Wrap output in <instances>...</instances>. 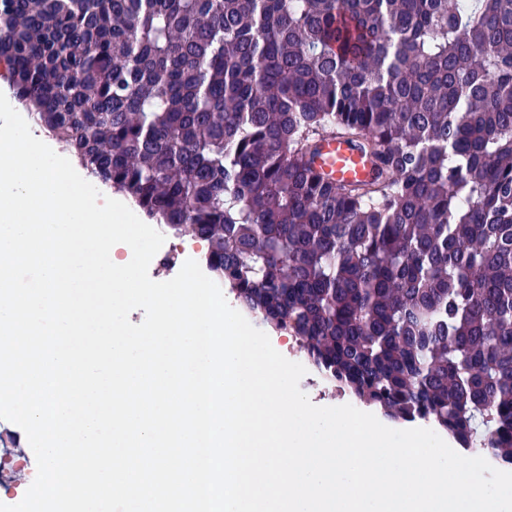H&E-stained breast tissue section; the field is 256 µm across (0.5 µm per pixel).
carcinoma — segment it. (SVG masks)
<instances>
[{"label":"carcinoma","mask_w":512,"mask_h":512,"mask_svg":"<svg viewBox=\"0 0 512 512\" xmlns=\"http://www.w3.org/2000/svg\"><path fill=\"white\" fill-rule=\"evenodd\" d=\"M1 64L318 373L512 465V0H0ZM315 167L336 183L364 182L371 179L373 165L353 144L339 137L326 138L319 147Z\"/></svg>","instance_id":"carcinoma-1"}]
</instances>
